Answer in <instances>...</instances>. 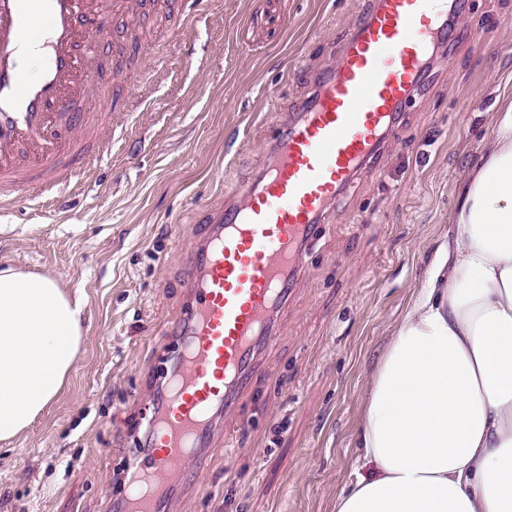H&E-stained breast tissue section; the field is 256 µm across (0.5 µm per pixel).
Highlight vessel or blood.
Listing matches in <instances>:
<instances>
[{"instance_id": "b4317fda", "label": "vessel or blood", "mask_w": 512, "mask_h": 512, "mask_svg": "<svg viewBox=\"0 0 512 512\" xmlns=\"http://www.w3.org/2000/svg\"><path fill=\"white\" fill-rule=\"evenodd\" d=\"M463 0H371L336 59L286 128L276 129L254 178L240 184L189 256L182 322L171 333L165 386L129 464L125 512L172 501L186 458L213 447L217 420L247 393L304 245L374 158L422 86ZM154 0H0V192L46 189L93 167L110 115L147 104L141 93L90 105L109 74L96 65L112 18L148 20Z\"/></svg>"}]
</instances>
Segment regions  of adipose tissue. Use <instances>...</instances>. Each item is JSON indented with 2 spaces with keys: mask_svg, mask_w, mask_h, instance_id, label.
<instances>
[{
  "mask_svg": "<svg viewBox=\"0 0 512 512\" xmlns=\"http://www.w3.org/2000/svg\"><path fill=\"white\" fill-rule=\"evenodd\" d=\"M434 251L373 368L334 512H512V103L459 180ZM81 300L0 268V441L22 436L73 370Z\"/></svg>",
  "mask_w": 512,
  "mask_h": 512,
  "instance_id": "obj_1",
  "label": "adipose tissue"
}]
</instances>
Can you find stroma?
<instances>
[{
    "label": "stroma",
    "instance_id": "obj_1",
    "mask_svg": "<svg viewBox=\"0 0 512 512\" xmlns=\"http://www.w3.org/2000/svg\"><path fill=\"white\" fill-rule=\"evenodd\" d=\"M368 0H162L109 69L147 83L99 161L52 197L0 211V267L59 277L85 303L82 354L29 431L0 443V512H122L137 425L160 388L157 346L183 318L187 257L255 176ZM194 19L178 42L182 16ZM512 99V0H465L415 99L338 198L276 316L277 339L230 447L185 466L170 512H332L357 464L365 380L448 230L466 164Z\"/></svg>",
    "mask_w": 512,
    "mask_h": 512
}]
</instances>
